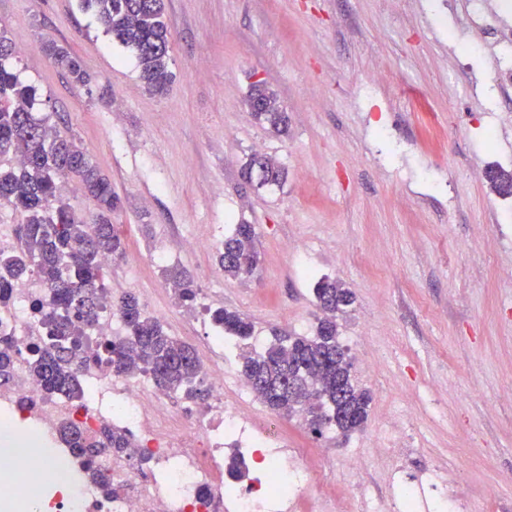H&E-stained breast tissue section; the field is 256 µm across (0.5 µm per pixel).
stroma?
I'll use <instances>...</instances> for the list:
<instances>
[{"mask_svg":"<svg viewBox=\"0 0 512 512\" xmlns=\"http://www.w3.org/2000/svg\"><path fill=\"white\" fill-rule=\"evenodd\" d=\"M171 84L148 90L135 53L106 33L82 0H0L12 63L37 87L112 183L125 246L107 271L113 295H136L148 316L167 313L173 336L203 350L211 309L252 320L251 338L308 336L323 277L356 295L338 317L354 374L372 396L361 430L316 435L280 417L290 444L341 501L389 494L390 447L403 429L419 456L467 489V512H512V200L484 178L483 152L497 98L496 53L485 45L458 68L453 40L467 37L466 0H164ZM77 56L72 84L42 46ZM372 89L363 84L370 75ZM288 114L278 137L251 119L253 83ZM275 159L281 187L240 176L252 155ZM255 225L260 266L225 276L216 250L235 225ZM186 270L202 307L175 308L164 267ZM359 456L361 466L346 462ZM494 495H486V487Z\"/></svg>","mask_w":512,"mask_h":512,"instance_id":"stroma-1","label":"stroma"}]
</instances>
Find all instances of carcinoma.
<instances>
[{
  "mask_svg": "<svg viewBox=\"0 0 512 512\" xmlns=\"http://www.w3.org/2000/svg\"><path fill=\"white\" fill-rule=\"evenodd\" d=\"M93 9L105 31L136 54L141 78L156 93L171 83L168 68L170 41L164 20V0H84ZM44 51L65 71L72 83L87 81L80 62L54 43ZM11 42L0 35V156L12 155L17 165H0V200L25 215L17 235L19 250L0 252V303L9 302L16 280L29 272L37 274L46 296L36 302L41 342L34 346L29 372L48 396L64 395L70 400L84 397L79 380L80 352L107 303H112L126 328V335L98 345V359L112 374L148 375L166 391L203 400L201 360L189 344L169 335L163 325L144 313L138 299L125 294L117 299L105 284L103 259L124 255L120 238L114 234L111 215L120 204L112 183L103 177L87 152L74 139L64 136L50 117L36 112L33 86L20 79L10 59ZM252 119L278 135L288 131V116L279 109L273 92L258 83L248 95ZM241 174L260 186H278L284 170L267 156H252ZM491 186L502 196L512 195V170H488ZM81 181L94 207L79 213L63 196L65 180ZM256 232L252 224H237L219 248L224 274L240 280L251 278L259 265ZM177 299L189 304L196 297L193 280L183 271L165 274ZM322 311L311 336L275 337L261 350L241 358L246 384L273 412L300 416L312 432L326 428L344 437L367 420L371 395L360 388L352 375L347 348L341 343L336 314L354 304L352 291L328 277L313 288ZM218 335L247 341L254 325L243 314L223 307L210 311ZM12 375V340L0 336V381ZM291 378L304 391H260L255 383L272 386ZM70 449L84 459L85 471L104 485L106 477L97 459L106 453L128 454L135 447L131 436L120 427L102 426L88 435L74 426L63 427Z\"/></svg>",
  "mask_w": 512,
  "mask_h": 512,
  "instance_id": "obj_1",
  "label": "carcinoma"
}]
</instances>
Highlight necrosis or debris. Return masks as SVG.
Instances as JSON below:
<instances>
[{
    "label": "necrosis or debris",
    "mask_w": 512,
    "mask_h": 512,
    "mask_svg": "<svg viewBox=\"0 0 512 512\" xmlns=\"http://www.w3.org/2000/svg\"><path fill=\"white\" fill-rule=\"evenodd\" d=\"M476 36L459 48L469 56L495 36L498 79L512 83V33H495L494 22L512 18V0H469ZM46 293L36 275L18 281L8 303L0 304V334L14 339L12 382L0 386V512H336L330 492L305 464L306 451L291 447L276 420L260 421L251 398L239 386L225 388L222 367L203 361L211 399L203 406L170 401L144 376L111 374L84 352L83 382L100 395L75 405L47 396L29 374L30 348L38 341L34 305ZM76 423L94 431L123 427L150 467L136 457L107 454L99 464L109 485L77 477L73 455L62 453L60 431ZM233 441L247 457L250 484L224 493V445ZM399 488L378 503L379 512H428L429 490H437L449 512L466 500L455 477L437 476L434 487L410 479L402 466L391 469ZM53 496H45L47 487Z\"/></svg>",
    "instance_id": "4bbe7bcc"
}]
</instances>
